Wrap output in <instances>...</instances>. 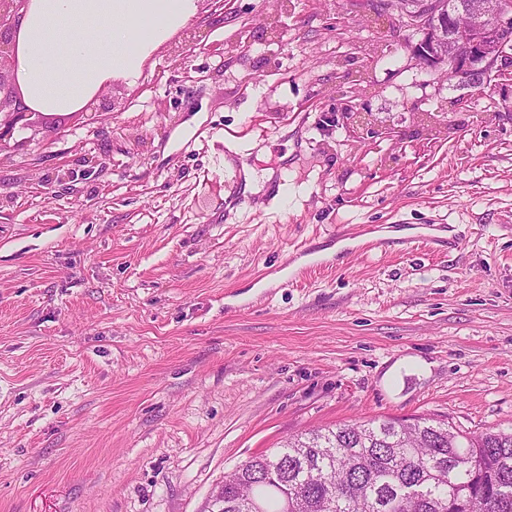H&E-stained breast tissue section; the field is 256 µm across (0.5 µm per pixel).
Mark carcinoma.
<instances>
[{
    "instance_id": "1",
    "label": "carcinoma",
    "mask_w": 512,
    "mask_h": 512,
    "mask_svg": "<svg viewBox=\"0 0 512 512\" xmlns=\"http://www.w3.org/2000/svg\"><path fill=\"white\" fill-rule=\"evenodd\" d=\"M393 419L343 424L288 438L255 456L224 480V504L212 512H481L512 485V433L460 434L448 443V424L417 422L402 432ZM420 486L427 499L409 506L401 485Z\"/></svg>"
}]
</instances>
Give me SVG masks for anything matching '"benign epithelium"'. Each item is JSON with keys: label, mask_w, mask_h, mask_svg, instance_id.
<instances>
[{"label": "benign epithelium", "mask_w": 512, "mask_h": 512, "mask_svg": "<svg viewBox=\"0 0 512 512\" xmlns=\"http://www.w3.org/2000/svg\"><path fill=\"white\" fill-rule=\"evenodd\" d=\"M28 0H0V140L33 115L22 105L19 87L5 79L16 68V33ZM449 11L451 34L432 27V20ZM402 26L422 34L411 46L412 57L440 70L459 86H476L487 78L498 61L512 50V0H498L492 13L485 0L448 10L447 0H392Z\"/></svg>", "instance_id": "7a95c632"}]
</instances>
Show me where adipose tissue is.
I'll use <instances>...</instances> for the list:
<instances>
[{
    "label": "adipose tissue",
    "instance_id": "obj_1",
    "mask_svg": "<svg viewBox=\"0 0 512 512\" xmlns=\"http://www.w3.org/2000/svg\"><path fill=\"white\" fill-rule=\"evenodd\" d=\"M198 0H29L16 35L22 101L42 114L77 112L187 24Z\"/></svg>",
    "mask_w": 512,
    "mask_h": 512
}]
</instances>
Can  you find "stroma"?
Segmentation results:
<instances>
[{
    "label": "stroma",
    "mask_w": 512,
    "mask_h": 512,
    "mask_svg": "<svg viewBox=\"0 0 512 512\" xmlns=\"http://www.w3.org/2000/svg\"><path fill=\"white\" fill-rule=\"evenodd\" d=\"M418 39L368 0H198L108 111L0 143V512H203L358 420L512 430V81Z\"/></svg>",
    "instance_id": "stroma-1"
}]
</instances>
